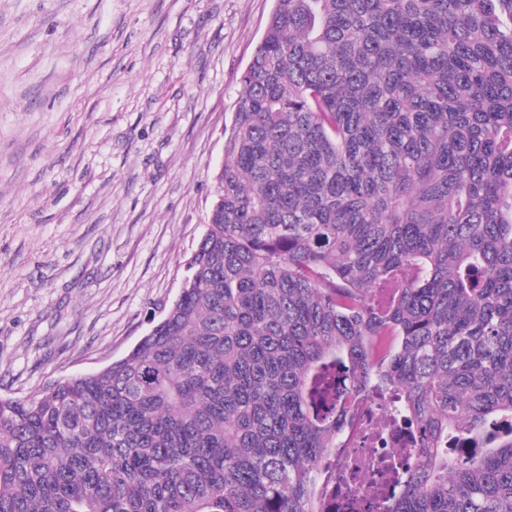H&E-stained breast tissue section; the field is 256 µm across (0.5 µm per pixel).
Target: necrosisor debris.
<instances>
[{"label": "necrosis or debris", "mask_w": 512, "mask_h": 512, "mask_svg": "<svg viewBox=\"0 0 512 512\" xmlns=\"http://www.w3.org/2000/svg\"><path fill=\"white\" fill-rule=\"evenodd\" d=\"M400 396L370 385L348 403L335 448L316 485L317 512H382L396 495L420 443L416 423L400 412Z\"/></svg>", "instance_id": "obj_1"}]
</instances>
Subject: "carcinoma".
<instances>
[{
  "label": "carcinoma",
  "instance_id": "cac0c4a2",
  "mask_svg": "<svg viewBox=\"0 0 512 512\" xmlns=\"http://www.w3.org/2000/svg\"><path fill=\"white\" fill-rule=\"evenodd\" d=\"M185 287L0 397V512H314L372 365L421 428L384 512H512V0H275Z\"/></svg>",
  "mask_w": 512,
  "mask_h": 512
}]
</instances>
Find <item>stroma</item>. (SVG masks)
Wrapping results in <instances>:
<instances>
[{"label":"stroma","mask_w":512,"mask_h":512,"mask_svg":"<svg viewBox=\"0 0 512 512\" xmlns=\"http://www.w3.org/2000/svg\"><path fill=\"white\" fill-rule=\"evenodd\" d=\"M274 0H0V396L125 355L206 231Z\"/></svg>","instance_id":"35a3bbf8"}]
</instances>
